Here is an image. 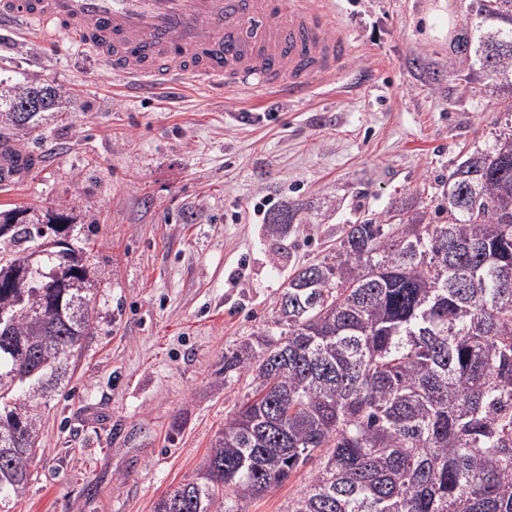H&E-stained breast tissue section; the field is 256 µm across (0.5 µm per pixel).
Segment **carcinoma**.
<instances>
[{
	"mask_svg": "<svg viewBox=\"0 0 512 512\" xmlns=\"http://www.w3.org/2000/svg\"><path fill=\"white\" fill-rule=\"evenodd\" d=\"M448 76L480 70L512 98V0H476ZM67 98L0 78V138L46 125ZM433 213L397 201L342 227L331 261L297 268L279 296V335L224 354V377L251 392L197 477L154 512H242L241 503L322 459L288 512H512V134L457 165ZM299 204L265 215L286 239ZM0 212V512L22 497L37 453L40 400L58 391L93 334L85 288L51 290L65 267L87 283L64 217L41 226Z\"/></svg>",
	"mask_w": 512,
	"mask_h": 512,
	"instance_id": "obj_1",
	"label": "carcinoma"
}]
</instances>
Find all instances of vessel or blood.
I'll list each match as a JSON object with an SVG mask.
<instances>
[{
	"label": "vessel or blood",
	"mask_w": 512,
	"mask_h": 512,
	"mask_svg": "<svg viewBox=\"0 0 512 512\" xmlns=\"http://www.w3.org/2000/svg\"><path fill=\"white\" fill-rule=\"evenodd\" d=\"M19 28L60 54L79 46L143 97L190 77L209 91L248 85L293 102L350 53L314 0H0V31ZM23 173L0 150V182Z\"/></svg>",
	"instance_id": "obj_1"
}]
</instances>
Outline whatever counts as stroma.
<instances>
[{
    "label": "stroma",
    "instance_id": "35a3bbf8",
    "mask_svg": "<svg viewBox=\"0 0 512 512\" xmlns=\"http://www.w3.org/2000/svg\"><path fill=\"white\" fill-rule=\"evenodd\" d=\"M473 0H320L350 42L341 71L292 105L266 93L128 94L94 57L58 56L33 31L0 36V75L58 86L74 102L12 144L32 158L0 184V210L60 214L90 237L92 336L68 386L42 407L39 452L13 512H154L187 482L249 391L224 355L277 319L297 266L329 255L342 225L385 214L416 190L441 193L457 164L507 134L502 98L479 76L427 82L414 56L446 67ZM443 6L445 38L425 19ZM265 119L253 114L263 105ZM301 208L284 241L255 204ZM316 462L244 503L287 512Z\"/></svg>",
    "mask_w": 512,
    "mask_h": 512
}]
</instances>
